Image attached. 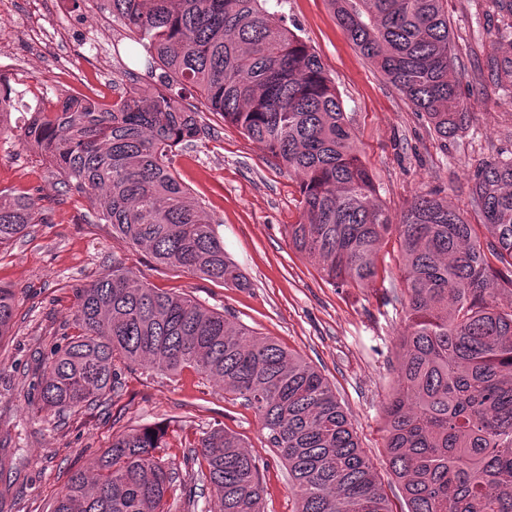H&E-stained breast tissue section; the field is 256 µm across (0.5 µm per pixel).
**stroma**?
Returning <instances> with one entry per match:
<instances>
[{
	"mask_svg": "<svg viewBox=\"0 0 512 512\" xmlns=\"http://www.w3.org/2000/svg\"><path fill=\"white\" fill-rule=\"evenodd\" d=\"M269 6L320 56L384 204L398 213L415 195L433 191L476 223L468 171L480 161L512 156V89L492 78L498 35L486 15L487 0H448L469 121L445 147L360 54L327 0H270ZM53 19L70 31L63 54L81 77L57 80L52 48L30 45L13 20L1 22L0 67L20 65L25 77L24 85L9 87L17 107L0 117L8 128L21 125L36 90L52 99L68 93L108 98L115 72L144 71L143 47L108 15L89 16L87 0H56ZM92 24L102 36L94 55L83 46ZM200 124L198 139L177 148L174 168L245 275L244 288L160 267L148 253L124 247L113 238L111 225L97 223L95 200L64 193L43 156L16 138H0V190L32 194L44 218L0 248V286L16 295L14 327L0 339V512H50L69 473L132 428L174 430L165 463L181 479L191 480L185 448L215 425L237 433L256 457L262 512L295 508L286 467L268 448L254 410L226 398L217 384L195 372L168 379L132 365L123 368L122 392L110 407L38 411L36 386L44 363L74 332L76 288L111 271L116 258L144 282L226 313L321 371L350 414L394 512H400L402 499L388 473L382 410L394 385L395 344L404 320L401 304L390 298L400 282L396 238H386L380 251L383 282L372 288H333L288 242L286 227L301 213L297 177L273 164L261 145L225 124L220 114L201 112Z\"/></svg>",
	"mask_w": 512,
	"mask_h": 512,
	"instance_id": "obj_1",
	"label": "stroma"
}]
</instances>
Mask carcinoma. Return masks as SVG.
<instances>
[{
	"label": "carcinoma",
	"mask_w": 512,
	"mask_h": 512,
	"mask_svg": "<svg viewBox=\"0 0 512 512\" xmlns=\"http://www.w3.org/2000/svg\"><path fill=\"white\" fill-rule=\"evenodd\" d=\"M146 52L159 85L125 86L112 102L66 94L29 113L15 134L41 154L66 191L102 198L99 221L166 268L243 288L224 241L173 166L200 135L199 105L261 144L300 180L302 211L288 240L336 288H369L382 242L399 240L405 324L395 386L384 405L385 448L404 512H512V157L469 173L485 240L442 198L414 197L401 214L380 199L341 95L314 49L268 0H97ZM360 53L425 117L443 147L466 129L452 75L447 0H328ZM512 37V0H490ZM512 88V42L492 62ZM36 199L0 191V246L42 223ZM80 333L55 349L38 410L111 400L121 367L166 376L191 369L259 416L288 467L295 512H393L351 419L328 380L276 342L197 301L151 286L112 259L76 288ZM15 293L0 287V337ZM161 428L131 429L73 472L52 512H170L178 480ZM210 487L211 512H260L255 457L224 428L189 449Z\"/></svg>",
	"instance_id": "obj_1"
}]
</instances>
